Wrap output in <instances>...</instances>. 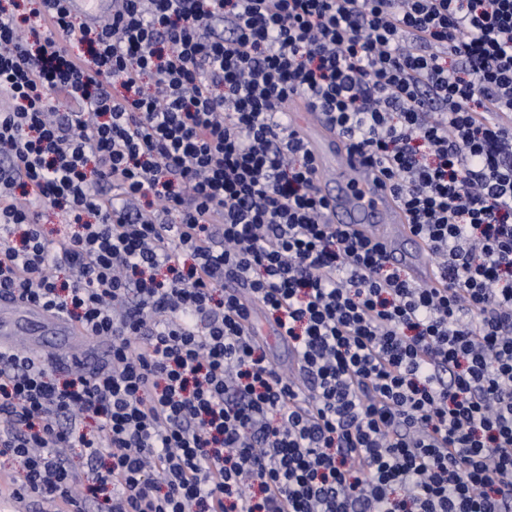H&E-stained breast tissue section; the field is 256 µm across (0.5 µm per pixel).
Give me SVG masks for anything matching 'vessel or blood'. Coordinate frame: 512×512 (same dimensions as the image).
<instances>
[{"label": "vessel or blood", "instance_id": "vessel-or-blood-1", "mask_svg": "<svg viewBox=\"0 0 512 512\" xmlns=\"http://www.w3.org/2000/svg\"><path fill=\"white\" fill-rule=\"evenodd\" d=\"M68 7L93 23L111 11L112 0H69ZM299 133L317 169L336 172L334 179L317 182L319 194L326 203L327 221L375 234L413 278L434 281L425 245L413 237L404 212L373 167L351 153L330 126L320 122L306 124L300 127ZM401 240L410 242L411 251L398 248ZM48 319L41 309L0 297V345L12 342L14 336L25 333L31 324Z\"/></svg>", "mask_w": 512, "mask_h": 512}]
</instances>
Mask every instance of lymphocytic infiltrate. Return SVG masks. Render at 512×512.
I'll list each match as a JSON object with an SVG mask.
<instances>
[{
  "mask_svg": "<svg viewBox=\"0 0 512 512\" xmlns=\"http://www.w3.org/2000/svg\"><path fill=\"white\" fill-rule=\"evenodd\" d=\"M66 2L0 5V295L110 346L0 351L9 497L86 512L75 448L107 512H512V0ZM297 98L437 283L325 220ZM69 9L82 15L88 22H96L112 10V0H68ZM89 342L90 344L83 348L74 347L70 350L49 349L46 352L41 353H45L52 357L54 364L57 367L56 375L59 377H64L75 362L79 364L84 362L87 369L91 370V368H89L86 363L87 356L96 357L97 362L102 361L108 350L109 342L104 339H93L89 340Z\"/></svg>",
  "mask_w": 512,
  "mask_h": 512,
  "instance_id": "lymphocytic-infiltrate-1",
  "label": "lymphocytic infiltrate"
}]
</instances>
